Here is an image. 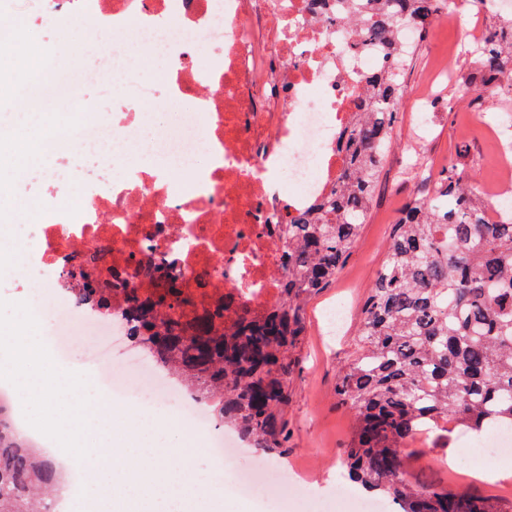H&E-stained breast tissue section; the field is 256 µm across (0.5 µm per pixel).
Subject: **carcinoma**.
Segmentation results:
<instances>
[{
    "label": "carcinoma",
    "mask_w": 512,
    "mask_h": 512,
    "mask_svg": "<svg viewBox=\"0 0 512 512\" xmlns=\"http://www.w3.org/2000/svg\"><path fill=\"white\" fill-rule=\"evenodd\" d=\"M390 19L369 22L385 44L406 15L425 32L445 0H396ZM465 54L483 88L502 84L512 57V17L485 30ZM409 56L393 57L367 80L365 111L345 136L349 161L333 202L288 218L286 280L275 300L234 311L222 299L198 311L169 275L145 297L118 289L130 337L191 391L196 401L255 447H288L290 375L304 345L305 307L351 254L391 141ZM81 297L112 314L108 288L67 272ZM359 353L340 367L336 396L355 426L342 449L347 478L400 512H512V505L409 479L400 455L433 428L481 435L512 426V222L493 220L453 161L393 225L387 255L365 297ZM61 474L39 449L0 420V512H52Z\"/></svg>",
    "instance_id": "cac0c4a2"
}]
</instances>
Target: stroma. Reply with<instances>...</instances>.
I'll use <instances>...</instances> for the list:
<instances>
[{"mask_svg": "<svg viewBox=\"0 0 512 512\" xmlns=\"http://www.w3.org/2000/svg\"><path fill=\"white\" fill-rule=\"evenodd\" d=\"M447 52L453 55L452 78L448 83L427 87L425 78L431 60ZM411 57L403 79L402 104L392 128L393 139H423L430 174H438L442 165L453 158L470 178L482 179L489 173L483 161L494 147L487 129L501 117L503 109H512V93L499 87L480 94L466 92L473 66L463 54V42L453 24L436 22L433 36L423 37L412 49ZM427 90L450 100L452 106L431 112L428 126L422 128L414 103ZM401 161L399 151L388 152L368 220L351 255L335 282L306 307L307 336L300 362L291 375V438L287 448L270 455L241 440L234 459L225 463L209 452L208 446L215 437L227 433V426L217 420L202 433L201 444L206 451L194 458L192 467L203 475L223 468L229 491L225 504L208 503L207 512H355V498L363 490L341 475V450L352 436L353 417L336 400V373L357 350L360 303L386 257L391 228L406 204L425 190L423 181L399 177ZM43 170L40 164L30 166L7 194L0 195V206L10 212L13 223H35V216L25 210L24 204L41 191ZM338 303L346 306L345 321L332 336L324 323V310ZM467 444V439L456 433L436 429L406 443L401 455L414 480L512 502V447L503 449L499 463L500 468L510 470V477L485 481L471 471ZM259 464L269 465L275 489L249 496L240 494L236 488L238 473Z\"/></svg>", "mask_w": 512, "mask_h": 512, "instance_id": "stroma-1", "label": "stroma"}]
</instances>
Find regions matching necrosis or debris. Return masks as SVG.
I'll return each mask as SVG.
<instances>
[{"label":"necrosis or debris","mask_w":512,"mask_h":512,"mask_svg":"<svg viewBox=\"0 0 512 512\" xmlns=\"http://www.w3.org/2000/svg\"><path fill=\"white\" fill-rule=\"evenodd\" d=\"M37 11L50 27L85 18L100 31L132 26L140 35L139 45L108 49L90 68L61 49L39 82L20 77L8 95L1 149L13 146L3 131L19 110L39 114L42 128L68 127L84 147L51 174L52 193L82 174L84 156L98 167L75 215L34 225L42 277L63 289L64 269L86 268L113 289L116 309L124 305L117 285L148 294L159 267L203 304L272 302L286 278L284 226L338 189L346 168L338 136L361 111L369 75L386 65V47L347 22L353 12L374 17L375 0H41ZM148 50L163 56L162 67L143 66ZM88 85L121 109H81ZM163 92L192 109L156 131L154 164L128 163ZM492 132L505 143L487 162L499 173L486 195L498 214L512 198V129ZM119 162L125 171L116 177ZM100 251L108 261L86 265ZM0 418L32 447H46L5 382Z\"/></svg>","instance_id":"4bbe7bcc"}]
</instances>
